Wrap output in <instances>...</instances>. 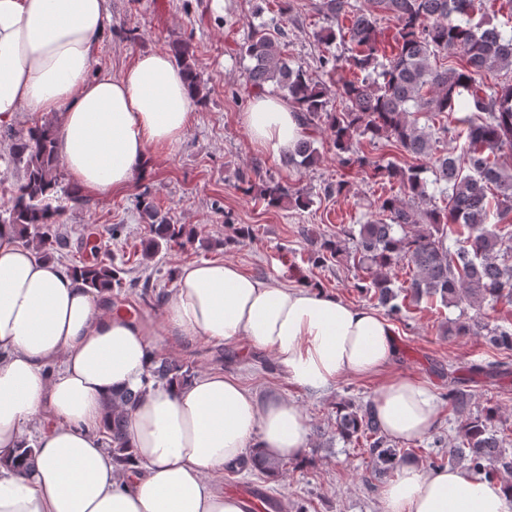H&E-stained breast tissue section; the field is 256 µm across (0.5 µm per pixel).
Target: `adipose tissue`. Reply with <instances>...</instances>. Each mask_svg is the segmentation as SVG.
I'll use <instances>...</instances> for the list:
<instances>
[{
  "label": "adipose tissue",
  "instance_id": "ef3b65f1",
  "mask_svg": "<svg viewBox=\"0 0 512 512\" xmlns=\"http://www.w3.org/2000/svg\"><path fill=\"white\" fill-rule=\"evenodd\" d=\"M106 0H0V125L17 113L59 116L56 155L74 185L101 195L127 187L149 154L172 150L193 121L187 77L169 53L138 55L119 75L90 78L108 27ZM252 142L292 152L305 130L273 96L242 117ZM170 342L246 343L273 355L288 380L321 392L344 376L385 369L397 347L376 311L305 284L241 272L229 260L180 267L161 314ZM154 329L30 248L0 240V512H244L216 484L249 447L300 457L309 421L295 400L264 397L220 372L151 384ZM126 407L130 463L100 433L113 393ZM372 404L386 434L427 439L439 402L427 383L389 378ZM40 421L34 467L11 466ZM383 512H512L501 481L447 467L402 465L381 491Z\"/></svg>",
  "mask_w": 512,
  "mask_h": 512
}]
</instances>
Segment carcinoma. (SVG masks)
<instances>
[{"mask_svg":"<svg viewBox=\"0 0 512 512\" xmlns=\"http://www.w3.org/2000/svg\"><path fill=\"white\" fill-rule=\"evenodd\" d=\"M324 16L348 21L346 26L316 34L330 47L339 41L347 55L319 57L323 72L336 86L343 108H329L325 83L313 79L285 54L282 30L251 26L240 47L249 59L246 82L258 91L274 86L308 130L288 163L309 170L321 161L317 133L327 135L343 172L363 169L379 181L397 188L367 204L362 224L342 227L329 237L311 241L308 262L314 267L349 262L366 276L354 288L384 307L391 319L406 323L405 299L418 303L436 299L444 306L466 304L475 314L448 322L450 336H484L489 344L512 350V328L490 325L483 305H512V82H495L496 71H512V0H319ZM486 10L503 22H473ZM394 27L381 26L384 17ZM197 100L204 87L188 43L174 48ZM446 55L457 66H438L432 60ZM443 116L430 130L420 116ZM459 147L438 156V144L448 136ZM386 141L409 154L417 163L381 162L362 148ZM56 131L51 123L18 134L14 159L23 164L24 178L17 187L0 227L12 235L35 238V253L49 259L61 244L56 226L61 210L53 205L61 186L55 150ZM256 191L267 206L304 210L308 192L270 179L245 192ZM142 212L152 219L151 237L144 254L174 243L184 245V226L159 216L153 203L141 201ZM409 278L395 284L399 271ZM88 285L113 291L141 287L147 300L148 283L125 281L123 271L101 260L70 266ZM503 362L473 364L468 377H453L443 399L461 416L448 457L474 475L512 474V450L505 446L499 424L500 407L490 405L470 412L468 383L477 377L490 381L511 374ZM192 367L159 357L153 378L157 382L187 383ZM336 437L345 443L363 440L372 459V472L380 474L409 460V449L396 448L384 433L372 404L344 400L336 404ZM112 454L128 457L127 422L112 413L105 434ZM251 467L274 476L286 463L272 460L254 448Z\"/></svg>","mask_w":512,"mask_h":512,"instance_id":"1","label":"carcinoma"}]
</instances>
